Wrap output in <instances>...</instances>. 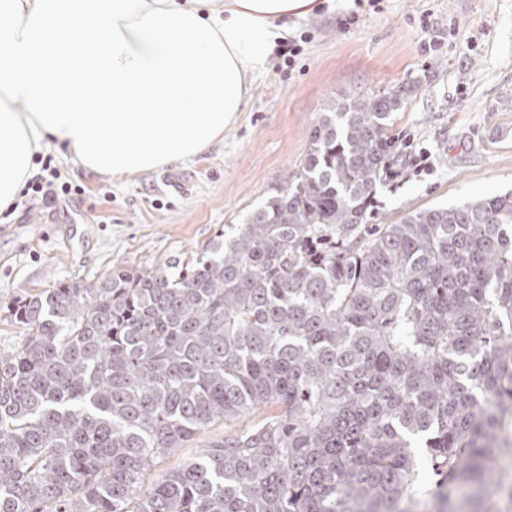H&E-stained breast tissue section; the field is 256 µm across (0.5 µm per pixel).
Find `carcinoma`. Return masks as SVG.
I'll return each instance as SVG.
<instances>
[{"instance_id": "1", "label": "carcinoma", "mask_w": 512, "mask_h": 512, "mask_svg": "<svg viewBox=\"0 0 512 512\" xmlns=\"http://www.w3.org/2000/svg\"><path fill=\"white\" fill-rule=\"evenodd\" d=\"M411 93L331 102L298 166L192 260L10 307L28 336L0 350V512L490 502L512 446V192L367 227ZM224 429L227 430L231 428L227 424L224 425V422L215 423L196 434L183 448H177L162 463L154 467L151 471L150 484L156 481L168 469L179 466L183 461L196 455L203 448H206L209 442L224 437Z\"/></svg>"}]
</instances>
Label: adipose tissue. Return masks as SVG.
I'll return each mask as SVG.
<instances>
[{"mask_svg":"<svg viewBox=\"0 0 512 512\" xmlns=\"http://www.w3.org/2000/svg\"><path fill=\"white\" fill-rule=\"evenodd\" d=\"M317 0H0V212L57 140L119 180L233 127L291 19Z\"/></svg>","mask_w":512,"mask_h":512,"instance_id":"1","label":"adipose tissue"}]
</instances>
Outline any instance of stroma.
<instances>
[{
	"label": "stroma",
	"instance_id": "stroma-1",
	"mask_svg": "<svg viewBox=\"0 0 512 512\" xmlns=\"http://www.w3.org/2000/svg\"><path fill=\"white\" fill-rule=\"evenodd\" d=\"M288 38L293 65L272 55L236 126L192 160L114 181L47 145L85 192L48 207L24 197L0 216L1 350L24 335L7 309L25 296L194 258L299 164L333 100L416 87L393 126L401 160L379 183L376 222L512 189V0H324Z\"/></svg>",
	"mask_w": 512,
	"mask_h": 512
}]
</instances>
